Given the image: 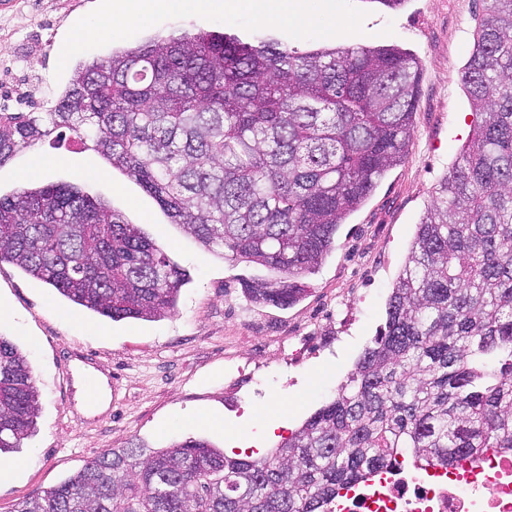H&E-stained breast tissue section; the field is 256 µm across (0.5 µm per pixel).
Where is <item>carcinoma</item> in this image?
<instances>
[{
	"label": "carcinoma",
	"instance_id": "1",
	"mask_svg": "<svg viewBox=\"0 0 512 512\" xmlns=\"http://www.w3.org/2000/svg\"><path fill=\"white\" fill-rule=\"evenodd\" d=\"M460 72L475 123L428 204L373 338L334 397L266 455L188 437L112 448L16 512H323L386 469L512 450V0H482ZM420 63L396 45L301 52L185 28L78 67L49 112H0V165L71 130L205 249L302 279L405 158ZM112 321L175 310L185 270L104 200L67 184L0 195V263ZM31 367L0 336V453L34 428Z\"/></svg>",
	"mask_w": 512,
	"mask_h": 512
}]
</instances>
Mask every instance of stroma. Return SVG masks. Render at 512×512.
<instances>
[{"instance_id":"stroma-1","label":"stroma","mask_w":512,"mask_h":512,"mask_svg":"<svg viewBox=\"0 0 512 512\" xmlns=\"http://www.w3.org/2000/svg\"><path fill=\"white\" fill-rule=\"evenodd\" d=\"M8 22L14 40L0 63V94L19 85L36 89L26 109L53 106L78 65L183 28L219 30L242 38L270 35L302 51L323 46L395 44L422 66L415 133L407 157L379 180L365 205L342 225L337 246L306 280L290 306L257 304L243 279L265 269L231 265L170 224L155 199L65 128L0 165V192L22 184H74L107 201L161 245L189 281L174 313L156 321H111L75 307L53 287L9 263L0 264V336L27 356L36 381V425L11 452L14 476L0 481V512L55 486L110 448L143 444L166 448L195 437L214 446L269 451L322 403L386 321V303L416 226L441 178L466 143L473 120L460 72L473 47L480 0H405L391 10L378 0H301L311 27L299 33L264 20L232 0H208L186 13L160 11L111 39L75 34L110 7V0H77L60 15L58 0H16ZM56 32L43 48L35 25ZM249 365L262 379L258 392L238 389L229 361ZM106 379V406L81 407L78 369ZM223 416L227 432L190 426L189 416Z\"/></svg>"}]
</instances>
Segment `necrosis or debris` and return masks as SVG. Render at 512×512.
<instances>
[{
	"mask_svg": "<svg viewBox=\"0 0 512 512\" xmlns=\"http://www.w3.org/2000/svg\"><path fill=\"white\" fill-rule=\"evenodd\" d=\"M325 512H512V454L471 464L395 468L331 499Z\"/></svg>",
	"mask_w": 512,
	"mask_h": 512,
	"instance_id": "1",
	"label": "necrosis or debris"
}]
</instances>
